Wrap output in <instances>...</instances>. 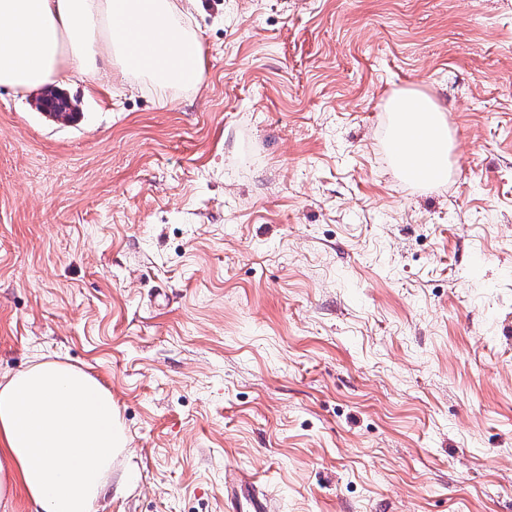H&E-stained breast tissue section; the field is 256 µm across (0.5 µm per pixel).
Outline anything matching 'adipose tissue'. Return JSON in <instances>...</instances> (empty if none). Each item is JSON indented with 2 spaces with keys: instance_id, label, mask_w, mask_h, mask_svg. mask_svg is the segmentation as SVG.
<instances>
[{
  "instance_id": "obj_1",
  "label": "adipose tissue",
  "mask_w": 512,
  "mask_h": 512,
  "mask_svg": "<svg viewBox=\"0 0 512 512\" xmlns=\"http://www.w3.org/2000/svg\"><path fill=\"white\" fill-rule=\"evenodd\" d=\"M201 0H0V88L20 93L67 74L92 80L102 67L158 95L196 88ZM402 142L400 174L448 176L452 147L444 109L405 91L387 102ZM127 437L110 389L87 371L37 355L0 380V502L22 496L28 512H93L122 496L116 478Z\"/></svg>"
}]
</instances>
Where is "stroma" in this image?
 <instances>
[{
  "label": "stroma",
  "mask_w": 512,
  "mask_h": 512,
  "mask_svg": "<svg viewBox=\"0 0 512 512\" xmlns=\"http://www.w3.org/2000/svg\"><path fill=\"white\" fill-rule=\"evenodd\" d=\"M197 89H0V376L112 391L94 512H512V0H202ZM448 113L400 178L395 92ZM224 505L227 512H271L270 500L259 494L252 483L241 479L238 471L228 470L224 474Z\"/></svg>",
  "instance_id": "stroma-1"
}]
</instances>
